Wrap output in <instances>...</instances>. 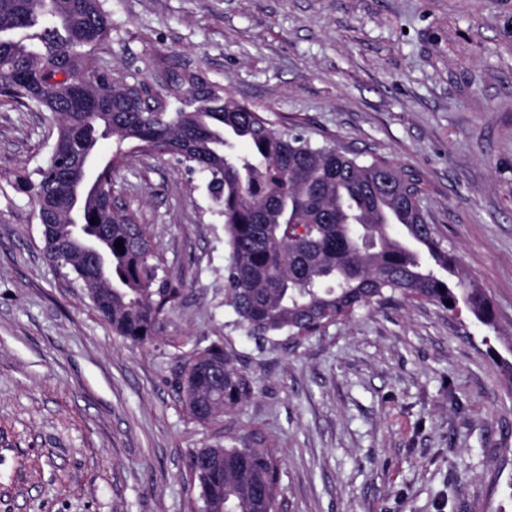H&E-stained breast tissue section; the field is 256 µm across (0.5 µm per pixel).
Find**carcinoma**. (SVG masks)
<instances>
[{"instance_id":"cac0c4a2","label":"carcinoma","mask_w":512,"mask_h":512,"mask_svg":"<svg viewBox=\"0 0 512 512\" xmlns=\"http://www.w3.org/2000/svg\"><path fill=\"white\" fill-rule=\"evenodd\" d=\"M107 2L0 0V105L42 112L56 131L43 164L14 174L12 184L32 201L45 258L84 285L108 283L87 297L115 335L153 341L181 298L149 228L128 205L114 204L117 173L133 154L167 157L207 176L231 257L224 305L233 326L256 340L313 336L397 297L450 313L463 304L496 330L492 302L434 235L418 181L384 159L279 129L223 85L195 70L174 72L160 56L137 58L135 77L115 73ZM145 75L173 85L175 103L145 96ZM104 140L112 143L108 153ZM69 174L91 177L77 201ZM88 240L99 249L95 264L69 260ZM256 385L212 342L184 363L176 392L191 419L212 426ZM188 470L202 503L284 512L277 461L260 441L197 448Z\"/></svg>"}]
</instances>
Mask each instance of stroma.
Wrapping results in <instances>:
<instances>
[{
	"instance_id": "obj_1",
	"label": "stroma",
	"mask_w": 512,
	"mask_h": 512,
	"mask_svg": "<svg viewBox=\"0 0 512 512\" xmlns=\"http://www.w3.org/2000/svg\"><path fill=\"white\" fill-rule=\"evenodd\" d=\"M112 64L155 54L361 157L418 174L438 237L512 336V0H110ZM54 137L0 106V512H197L212 431L175 380L218 341L258 379L221 423L281 460L290 512H512V383L466 308L397 300L262 344L224 304L223 218L203 173L118 175L180 303L153 342L112 333L45 259L26 194Z\"/></svg>"
}]
</instances>
